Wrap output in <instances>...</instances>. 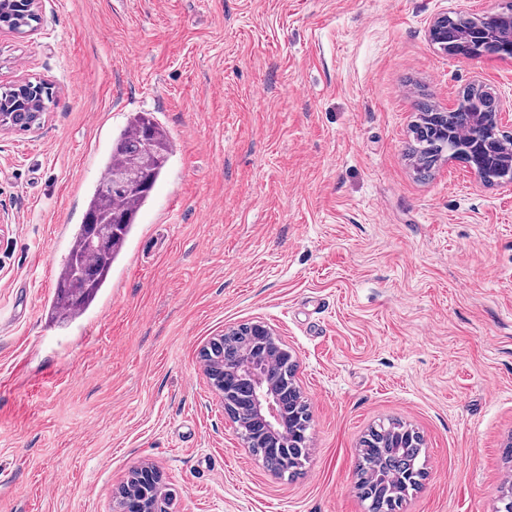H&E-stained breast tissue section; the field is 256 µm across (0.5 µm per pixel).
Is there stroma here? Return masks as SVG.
Here are the masks:
<instances>
[{"label":"stroma","mask_w":512,"mask_h":512,"mask_svg":"<svg viewBox=\"0 0 512 512\" xmlns=\"http://www.w3.org/2000/svg\"><path fill=\"white\" fill-rule=\"evenodd\" d=\"M457 0H41L0 29V85L53 84L0 133V512H113L130 470L173 512H366L361 438L397 419L426 475L400 512H496L512 460V190L410 154L419 103L512 57L429 38ZM153 113L173 153L112 280L48 308L112 137ZM261 322L312 416L294 477L239 438L200 361ZM0 0V27L7 28L17 32L24 33L26 28H32L33 23H37L39 19L30 18L29 14L14 9L9 4L2 8ZM144 479H148L154 482L156 486L163 485V475L160 469L153 464L145 463L136 467L131 472V475L127 479L125 486L128 485V483H133ZM156 486L133 483L126 491V495L133 499H148L150 501H158L159 510L161 509V512H164L165 510L160 507L167 506L170 508L171 498H169L166 493H162L159 498L158 489Z\"/></svg>","instance_id":"obj_1"}]
</instances>
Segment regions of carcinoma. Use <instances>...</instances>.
<instances>
[{
  "label": "carcinoma",
  "instance_id": "carcinoma-1",
  "mask_svg": "<svg viewBox=\"0 0 512 512\" xmlns=\"http://www.w3.org/2000/svg\"><path fill=\"white\" fill-rule=\"evenodd\" d=\"M38 19L6 4L0 7V27L5 26L17 33L33 27ZM487 24L482 16L458 18L448 21V33L471 30ZM500 42L484 41L466 45V52L478 56L494 55ZM477 94L473 87L460 96L457 107L448 121V132L422 122L413 131L412 152L419 169L430 170L439 156L453 141L452 132L480 133L484 123L490 121L493 108L484 102V118L478 121L470 99ZM54 93L35 80L25 87L7 84L0 87V99L7 104L8 112H45L53 102ZM172 151L164 128L150 112H135L126 127L112 139V151L104 169L105 178L100 180L91 194L83 221L75 231L70 249L58 277L57 295L49 307L50 319L57 323L69 322L92 304L101 288L105 287L113 264L120 258L141 208L147 203L169 160ZM98 216L101 224L102 247L94 252L87 248L90 235L88 217ZM250 337L241 334L222 343L213 342L205 352L209 365L226 379L232 389V400L238 405L241 417L249 424L244 441L252 452L261 456L271 470L281 475H291L306 459L307 446L289 449L291 459L264 455L266 431L255 424L250 410L252 372L249 369ZM294 368L286 365L279 371L282 403L293 412L291 422L283 429L291 441L299 433L309 429V413L299 390L293 382ZM420 436L405 425L393 422L373 429L362 441L357 466L356 487L367 512H397L409 492L423 477L420 467ZM133 499H148L158 506H170L167 494H158L157 487L133 483L126 491Z\"/></svg>",
  "mask_w": 512,
  "mask_h": 512
}]
</instances>
